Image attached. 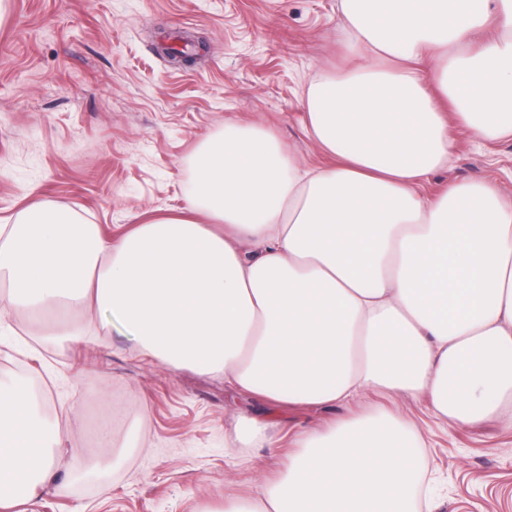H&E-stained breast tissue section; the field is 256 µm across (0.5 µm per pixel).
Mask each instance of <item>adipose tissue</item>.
<instances>
[{
	"instance_id": "1",
	"label": "adipose tissue",
	"mask_w": 512,
	"mask_h": 512,
	"mask_svg": "<svg viewBox=\"0 0 512 512\" xmlns=\"http://www.w3.org/2000/svg\"><path fill=\"white\" fill-rule=\"evenodd\" d=\"M352 65L304 93L328 165L258 126L193 159L187 207L114 240L35 200L0 225V309L111 310L142 353L223 376L266 405L368 390L424 396L457 426L512 424V199L484 181L433 198L451 127L512 136V0H341ZM432 59V69L420 68ZM413 423L379 414L304 439L259 502L225 512H409ZM65 438L0 381V512L36 507Z\"/></svg>"
}]
</instances>
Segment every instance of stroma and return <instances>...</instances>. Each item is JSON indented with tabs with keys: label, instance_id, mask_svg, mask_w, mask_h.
<instances>
[{
	"label": "stroma",
	"instance_id": "35a3bbf8",
	"mask_svg": "<svg viewBox=\"0 0 512 512\" xmlns=\"http://www.w3.org/2000/svg\"><path fill=\"white\" fill-rule=\"evenodd\" d=\"M339 0H0V225L34 200L121 235L184 206L193 154L228 124H259L301 163L324 156L304 129L303 91L350 63ZM202 48L173 64L163 40ZM423 186L483 180L512 196V136L454 132ZM25 375L68 437L81 474L59 470L39 512H222L284 472L307 434L367 411L414 421L412 463L433 512H512V427L446 424L426 401L369 391L351 402L267 412L220 376L141 355L110 331L49 340L27 311L0 316V379ZM108 413L113 449L96 432ZM275 422L268 445L228 449L241 420Z\"/></svg>",
	"mask_w": 512,
	"mask_h": 512
}]
</instances>
